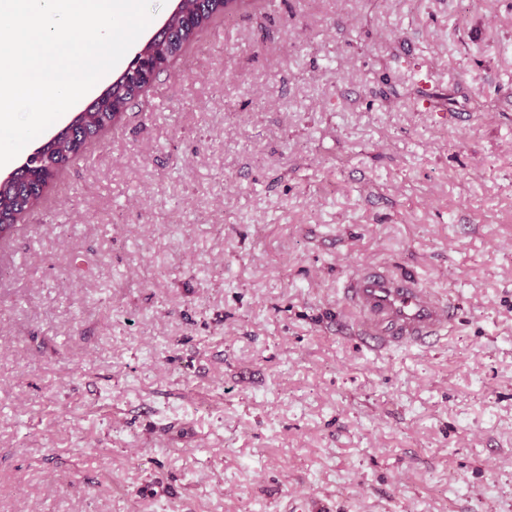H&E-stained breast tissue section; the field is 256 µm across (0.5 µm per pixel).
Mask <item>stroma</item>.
I'll return each instance as SVG.
<instances>
[{
	"mask_svg": "<svg viewBox=\"0 0 512 512\" xmlns=\"http://www.w3.org/2000/svg\"><path fill=\"white\" fill-rule=\"evenodd\" d=\"M373 265L443 344L340 331ZM0 512H512V0L204 28L0 242Z\"/></svg>",
	"mask_w": 512,
	"mask_h": 512,
	"instance_id": "stroma-1",
	"label": "stroma"
}]
</instances>
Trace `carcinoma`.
Wrapping results in <instances>:
<instances>
[{
    "instance_id": "obj_1",
    "label": "carcinoma",
    "mask_w": 512,
    "mask_h": 512,
    "mask_svg": "<svg viewBox=\"0 0 512 512\" xmlns=\"http://www.w3.org/2000/svg\"><path fill=\"white\" fill-rule=\"evenodd\" d=\"M196 4L190 17L176 15L170 21L168 31L156 46L157 72L167 70L213 18L224 14L222 0H196ZM141 73V68L130 63L120 81L112 83L68 126L28 155L10 183L0 187V239L13 235L18 219L40 199L50 181L83 153L88 142L112 126L114 106L128 108L145 93Z\"/></svg>"
}]
</instances>
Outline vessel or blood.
I'll return each mask as SVG.
<instances>
[{"mask_svg": "<svg viewBox=\"0 0 512 512\" xmlns=\"http://www.w3.org/2000/svg\"><path fill=\"white\" fill-rule=\"evenodd\" d=\"M344 306L354 314L353 332L372 352L429 347L445 338L454 308L409 274L364 267L343 288Z\"/></svg>", "mask_w": 512, "mask_h": 512, "instance_id": "1", "label": "vessel or blood"}]
</instances>
